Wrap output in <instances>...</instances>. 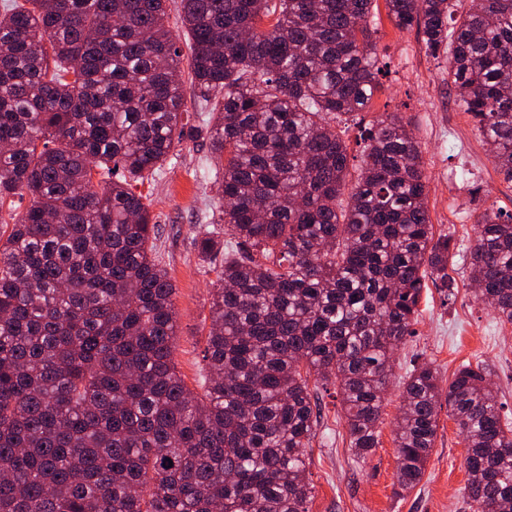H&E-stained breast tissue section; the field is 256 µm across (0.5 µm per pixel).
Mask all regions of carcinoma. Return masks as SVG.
Masks as SVG:
<instances>
[{"label": "carcinoma", "instance_id": "obj_1", "mask_svg": "<svg viewBox=\"0 0 512 512\" xmlns=\"http://www.w3.org/2000/svg\"><path fill=\"white\" fill-rule=\"evenodd\" d=\"M168 2L0 5V512H309V381L336 383L366 461L428 280L453 283L461 248L434 233L411 119L364 129L354 169L336 128L378 88L376 0H180L197 130L224 160V232L196 238L224 257V287L193 394L138 192L188 133ZM385 8L448 53V86L512 182V0ZM468 255L476 299L512 324V214L484 212ZM402 399L399 487L422 480L446 408L468 508L512 512V423L486 367L443 389L417 364Z\"/></svg>", "mask_w": 512, "mask_h": 512}]
</instances>
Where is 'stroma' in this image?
I'll use <instances>...</instances> for the list:
<instances>
[{
    "mask_svg": "<svg viewBox=\"0 0 512 512\" xmlns=\"http://www.w3.org/2000/svg\"><path fill=\"white\" fill-rule=\"evenodd\" d=\"M377 12L378 53L386 73L370 108L347 122L345 138L356 144L364 127L384 112L411 117L430 176L427 201L434 230L454 233L468 245L486 209L512 213V183L504 181L470 116L459 109L448 85L446 55L427 54L417 31L395 28L385 6ZM214 165L206 135H195L181 143L149 188L150 211L161 227L157 251L175 288L173 358L179 376L196 393L202 390L210 306L219 285L218 263L202 260L194 241L220 193V181L207 173ZM469 275L460 257L453 273L455 297H447L439 281L424 290L416 333L394 356L380 444L366 461H358L349 448L335 386L314 388L323 418L307 455L314 486L309 512H468L461 496L468 479L465 444L454 421L440 418L423 479L408 492L397 485L393 429L403 382L416 362L432 363L445 381L462 363L483 362L498 385L502 416L512 418V325L499 324L473 299Z\"/></svg>",
    "mask_w": 512,
    "mask_h": 512,
    "instance_id": "1",
    "label": "stroma"
}]
</instances>
